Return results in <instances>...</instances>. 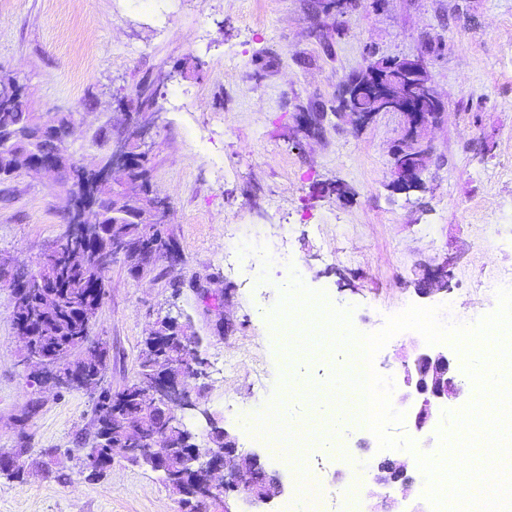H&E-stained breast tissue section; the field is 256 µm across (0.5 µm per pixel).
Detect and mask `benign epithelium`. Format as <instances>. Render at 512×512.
Here are the masks:
<instances>
[{"instance_id":"1","label":"benign epithelium","mask_w":512,"mask_h":512,"mask_svg":"<svg viewBox=\"0 0 512 512\" xmlns=\"http://www.w3.org/2000/svg\"><path fill=\"white\" fill-rule=\"evenodd\" d=\"M344 96L367 94L374 100V108L368 112H357L362 125L371 123L377 116L385 113H397L402 117L399 138L392 151L396 180L393 188L405 191L408 186L405 179L420 181L423 159L430 154L422 139V131L429 125L438 123L441 117V102L432 84L428 66L421 59L383 57L374 61L365 71L348 76L344 82ZM326 112H303L299 114L301 124L310 133H318L327 118ZM137 147L141 157L150 156L152 145L145 141L143 134L132 138L119 135L112 138L107 157L91 167H65L58 159L35 160L29 169L37 172L64 175L63 191L70 202V209L89 212L96 207L95 199L89 195L84 174L92 173L99 182L112 183L116 174L118 181L128 185L140 181L142 169L137 167L132 147ZM164 203L154 198L136 212L135 222L147 225L151 243L143 249L147 258L156 253H165L170 260H176L175 252L163 245L160 224L164 213ZM93 235L85 224H69L63 241H80ZM448 261H443L433 269L425 271L417 281V290L422 295H434L448 291ZM154 367L148 376L132 389L125 410L128 418L138 415V408L144 404L152 406L162 417V429L159 432H142L132 437L131 455L135 461L168 477L174 483L185 485L186 497L178 498V512H196L193 506L208 498L224 497V512H233L229 501H244L254 507L271 502L283 492L281 478L271 482L263 481L265 467L258 453L241 448L237 438L219 426L209 415L204 417L209 424L206 431L207 447H185V442L195 440L196 435L186 429L178 412L193 407L186 379H205L208 376L207 362L193 356L187 368L180 367L178 359L173 357L177 350L191 352L195 350L190 334L178 335L164 331L159 327L149 334ZM32 361L41 365H50L52 379L48 383L57 388L82 387L90 378L60 363H52L49 352L37 351ZM404 384L409 392L402 396L407 400L416 395L420 404L411 410V418L416 432L422 436V445L432 449V430L430 419L435 408L449 405L458 399L463 391L462 382L457 377L456 357L452 350L421 349L416 352L412 363L404 365ZM91 438L94 445L78 457L79 466L92 471L112 461L99 453V448L107 445L109 433L98 422H93ZM373 482L366 486V496H378L375 487L399 485L403 494L411 492L413 479L408 475L405 462L391 457L378 459Z\"/></svg>"}]
</instances>
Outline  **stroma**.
<instances>
[{
    "label": "stroma",
    "mask_w": 512,
    "mask_h": 512,
    "mask_svg": "<svg viewBox=\"0 0 512 512\" xmlns=\"http://www.w3.org/2000/svg\"><path fill=\"white\" fill-rule=\"evenodd\" d=\"M422 58L443 105L425 132L431 156L423 189L393 191L391 149L399 119L364 127L325 121L320 136L301 112L335 106L347 77L372 57ZM0 72L25 85L35 112L72 113L67 154L92 165L142 92L160 91L149 128L148 181L167 204L162 231L177 261L142 278L123 260L106 273L93 333L107 342L106 380H133L156 320L189 324L209 364L188 381L196 407L182 420L204 432L214 416L242 448L279 474L282 512L298 487L242 424L287 390L286 354L268 340L256 307L273 309L291 274L351 311L362 333L408 306L447 303L446 322L471 325L497 311L496 287H512V0H357L344 16L321 0H177L171 17L137 0H0ZM189 110H172L173 93ZM60 179L21 172L0 183V453L23 449L27 481L0 476V512H176L160 473L115 451L89 480L77 466L93 404L81 390L46 386L20 357L11 275L36 272L65 230ZM448 261L447 296H423V267ZM233 320L232 332L218 324ZM423 337L407 330L376 355V369L404 386V355ZM318 478L353 491L349 459L371 463L369 433L345 434Z\"/></svg>",
    "instance_id": "1"
}]
</instances>
